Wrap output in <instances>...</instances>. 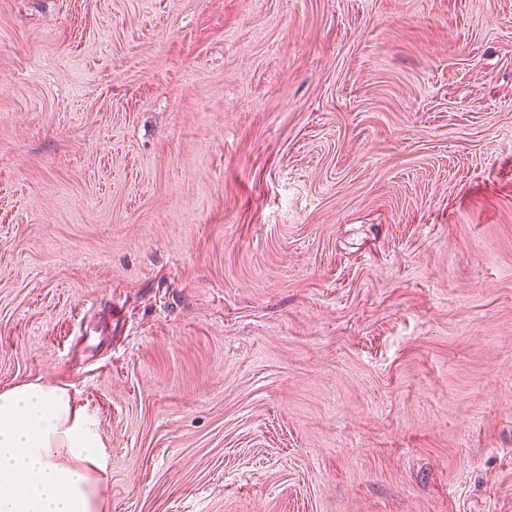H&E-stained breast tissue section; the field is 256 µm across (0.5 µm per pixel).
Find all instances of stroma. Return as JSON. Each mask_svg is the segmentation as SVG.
Listing matches in <instances>:
<instances>
[{
    "label": "stroma",
    "mask_w": 512,
    "mask_h": 512,
    "mask_svg": "<svg viewBox=\"0 0 512 512\" xmlns=\"http://www.w3.org/2000/svg\"><path fill=\"white\" fill-rule=\"evenodd\" d=\"M98 512H512V0H0V390Z\"/></svg>",
    "instance_id": "stroma-1"
}]
</instances>
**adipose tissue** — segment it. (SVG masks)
Returning <instances> with one entry per match:
<instances>
[{
  "label": "adipose tissue",
  "instance_id": "1",
  "mask_svg": "<svg viewBox=\"0 0 512 512\" xmlns=\"http://www.w3.org/2000/svg\"><path fill=\"white\" fill-rule=\"evenodd\" d=\"M105 468L99 430L63 388L0 391V512H97Z\"/></svg>",
  "mask_w": 512,
  "mask_h": 512
}]
</instances>
